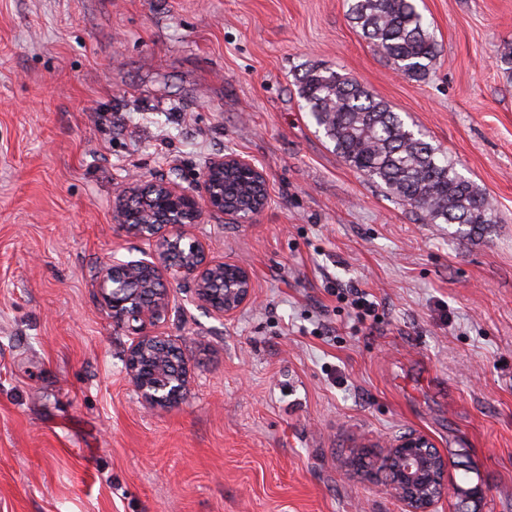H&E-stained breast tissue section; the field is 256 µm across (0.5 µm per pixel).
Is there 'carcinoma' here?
I'll return each instance as SVG.
<instances>
[{"instance_id": "1", "label": "carcinoma", "mask_w": 512, "mask_h": 512, "mask_svg": "<svg viewBox=\"0 0 512 512\" xmlns=\"http://www.w3.org/2000/svg\"><path fill=\"white\" fill-rule=\"evenodd\" d=\"M347 15L374 51L410 79L425 77L438 43L417 0H347ZM299 97L318 129L351 168L383 184L433 224H459L477 234L492 222L490 196L462 176L448 157L364 86L321 66L305 70ZM239 199L254 189L232 174Z\"/></svg>"}]
</instances>
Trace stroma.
Returning <instances> with one entry per match:
<instances>
[{"mask_svg": "<svg viewBox=\"0 0 512 512\" xmlns=\"http://www.w3.org/2000/svg\"><path fill=\"white\" fill-rule=\"evenodd\" d=\"M439 53L413 80L346 0H0V512H404L352 455L427 435L435 512H512V0H423ZM321 64L388 102L495 201L460 237L348 167L301 106ZM239 154L265 172L251 224L205 216L249 268L220 318L172 288L162 332L186 401L151 409L132 334L93 286L148 258L116 203ZM377 304L359 321L344 295Z\"/></svg>", "mask_w": 512, "mask_h": 512, "instance_id": "obj_1", "label": "stroma"}]
</instances>
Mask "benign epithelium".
<instances>
[{
  "instance_id": "benign-epithelium-1",
  "label": "benign epithelium",
  "mask_w": 512,
  "mask_h": 512,
  "mask_svg": "<svg viewBox=\"0 0 512 512\" xmlns=\"http://www.w3.org/2000/svg\"><path fill=\"white\" fill-rule=\"evenodd\" d=\"M242 172L261 188L245 204L224 196V173ZM117 206L119 224L129 234L155 242L148 260L122 261L114 256L96 272L102 307L112 322L136 336L126 359L130 381L150 408H174L187 395V366L177 349L158 332L168 314L170 286H193L195 300L213 314L230 316L252 298V276L237 263L213 262L205 244L187 227L202 223L205 213L231 215L242 224L253 222L268 205V179L250 160L229 153L210 161L195 184L184 187L172 178L139 182ZM399 467L387 486L405 504L406 512H433L445 497L460 494L448 483V461L422 433L401 437L387 449Z\"/></svg>"
}]
</instances>
